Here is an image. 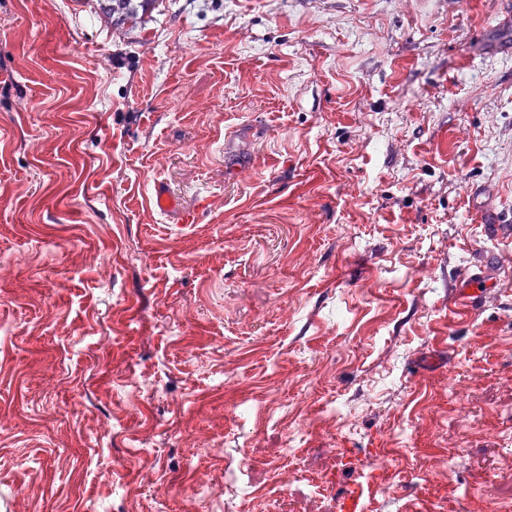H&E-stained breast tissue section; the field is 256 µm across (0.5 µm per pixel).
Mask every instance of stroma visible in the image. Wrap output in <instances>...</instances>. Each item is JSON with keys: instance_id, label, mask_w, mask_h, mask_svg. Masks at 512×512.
<instances>
[{"instance_id": "stroma-1", "label": "stroma", "mask_w": 512, "mask_h": 512, "mask_svg": "<svg viewBox=\"0 0 512 512\" xmlns=\"http://www.w3.org/2000/svg\"><path fill=\"white\" fill-rule=\"evenodd\" d=\"M368 481L512 512V0H0V512Z\"/></svg>"}]
</instances>
